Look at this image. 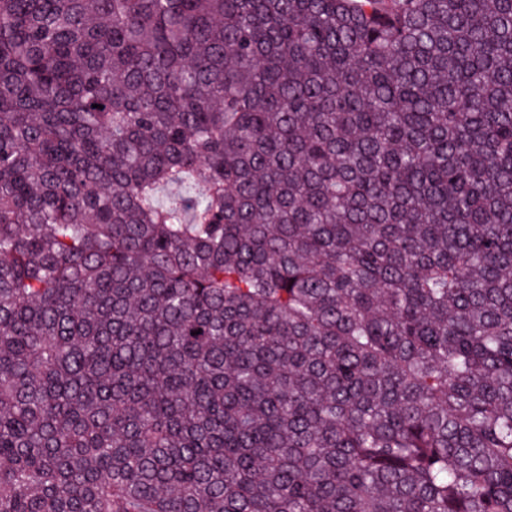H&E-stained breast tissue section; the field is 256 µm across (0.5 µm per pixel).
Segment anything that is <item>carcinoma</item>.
Here are the masks:
<instances>
[{
  "label": "carcinoma",
  "mask_w": 512,
  "mask_h": 512,
  "mask_svg": "<svg viewBox=\"0 0 512 512\" xmlns=\"http://www.w3.org/2000/svg\"><path fill=\"white\" fill-rule=\"evenodd\" d=\"M0 512H512V0H0Z\"/></svg>",
  "instance_id": "carcinoma-1"
}]
</instances>
